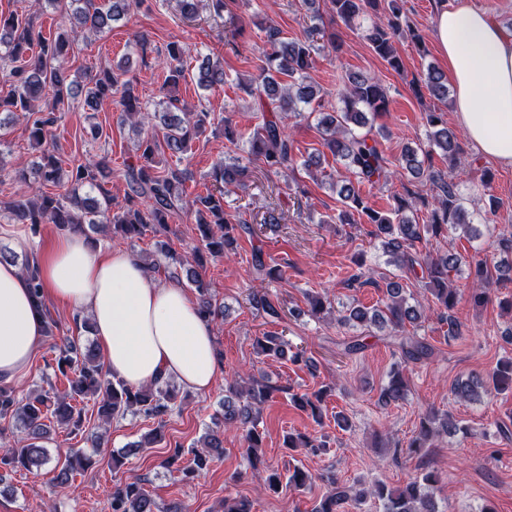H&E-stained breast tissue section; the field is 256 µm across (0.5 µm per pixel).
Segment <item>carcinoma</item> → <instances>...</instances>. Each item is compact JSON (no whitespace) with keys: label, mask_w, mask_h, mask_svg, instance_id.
I'll return each instance as SVG.
<instances>
[{"label":"carcinoma","mask_w":512,"mask_h":512,"mask_svg":"<svg viewBox=\"0 0 512 512\" xmlns=\"http://www.w3.org/2000/svg\"><path fill=\"white\" fill-rule=\"evenodd\" d=\"M60 9L69 29L54 38L44 36L34 23L31 14L15 9L0 10V59L8 62L5 79L10 91L0 96V128H4L21 116L38 114L30 126V137L42 148L39 160L28 166L16 168L14 177L28 185H36L31 194H23L9 205L11 220L28 224L38 233L43 224H58L73 230L84 225L96 228L112 225V233L123 239H134L148 232H168L169 218L192 206L198 213L199 245L188 256L169 253L168 243L160 244V251L178 264L171 271L174 278L185 277L197 292L196 305L199 314L210 322L223 317V310L213 303L208 284L200 269L212 258L224 255L227 246L233 244L232 234L236 225L244 223L224 209V195L247 187L252 176L249 163L260 162L275 176L288 180L297 168L307 172L321 167L325 153L318 150L303 154L294 145L288 133L287 121L305 118V108L317 103V128L321 134V146L330 152L335 162H340L350 176L336 180V194L343 209L337 219L341 224H356L358 218L375 226V236L383 239L387 264L401 271L415 274L418 287L429 294L432 302L443 309L441 321L448 325L446 337L461 336L460 326L451 311L458 300V291L448 285L450 272L459 271L462 256L444 253L437 257L422 253L419 244L430 237L462 230L470 237L480 235L473 225L469 211L463 204L458 184L448 173L434 167L437 156L454 169L461 146L457 132L448 126L443 113H426V144L405 147L396 159V166L410 182L425 188V192L406 191L394 198L391 209H375L363 196L360 186L375 185L387 178L388 159L380 140L386 130L375 128L374 118L389 111L390 99L381 81L369 74L347 72L339 105L328 108L322 103L320 86L313 82L309 71L315 64V47L312 37L326 39L334 51L341 49L336 32L330 33L313 25L309 38L288 40L275 24L258 27L255 37L263 43L258 57V74L240 88L256 99L261 121L252 132L241 131L232 113L224 116V139L237 147L247 144L248 162L227 155L217 162L208 174L211 188L204 195L189 199L186 193V171L164 164V156L181 155L190 148L193 140L207 130L209 113L201 108L192 110L181 107L177 95L179 84L186 79L183 57L187 49L180 43L169 44L165 52L166 76L162 89L167 91L159 102L162 110L148 112L140 102L133 85L119 82L120 74L129 72V65L121 64L118 70L104 71L93 76L86 87L69 79L65 60L78 36L102 32L112 24L125 19L142 0H112L106 10L94 6L93 0H46ZM310 18L318 19L321 8L332 12L349 26L361 17H375L365 30V39L374 53L391 70L400 73L404 69L402 57L395 46L402 35L410 38L420 51H425L422 36L409 22L403 21L402 0H303ZM196 84L203 90H219L224 87V64L206 55L198 60ZM421 83L429 95L441 102L448 101V75L434 65L425 69ZM122 90L120 104L122 121L137 128L136 162L125 165L124 179L127 185L122 203L113 204L112 196L104 190L99 178L110 172L105 157L90 159L66 170L55 155V149L47 141L48 128L57 120L56 112L65 99L85 93L84 104L95 109L100 101ZM71 185L68 192L56 194L43 187ZM426 211V220L418 221V213ZM467 276L473 279L472 298L481 302L492 284L496 283L492 271H512V262L503 259L491 261L476 253L467 261ZM350 284H370L383 288L381 307L353 305L336 318L342 327H358L362 330L377 328L388 330L397 339L404 362L417 363L433 354V346L421 336H402L406 324L415 327L425 318V304L407 291L403 285L385 274L375 275L357 268L349 277ZM251 302L256 309L272 318H280V311L267 296L254 294ZM259 354L272 359L290 357L294 364L309 370L316 368L314 361L305 356V350L291 351L285 336L268 331L256 337ZM58 354L54 359L53 372L65 381L63 390L29 393L20 398L14 388L0 386V419L9 418L20 423L25 430L24 441L14 444L0 455V466L22 468L38 472L49 463L43 442L50 436V423L75 432L83 425L82 409L78 402L87 398L98 401L100 426L108 428L112 421L125 416L142 415L164 420L176 404L178 392L169 378L157 379L139 388H131L120 380H114L104 368L103 356L94 344L78 345L64 339L55 346ZM497 391L512 390V358L497 364L491 375L484 378L470 375L459 379L451 388L453 396L461 402H476L487 387ZM291 388L273 380L269 375L256 377L237 373L225 379L222 426L206 433L199 440L204 451H195L185 460L184 449L173 448L163 466L175 470L182 479L191 480L206 469L214 459L224 454V430L236 428L242 431L243 456L253 469L261 465L259 451L263 448V432L258 429L261 413L266 403L279 393L290 394ZM408 380L402 368L395 367L381 388L379 400L388 406L404 399ZM330 388L323 387L310 395L291 394V399L301 410L310 412L314 421L322 422V403ZM459 430L457 421L448 413H433L420 421L419 432L409 444L416 453L424 447L433 432L452 434ZM285 448H306L313 454L326 450V442L307 434H289ZM92 465V459L79 449H71L60 467L53 468L52 480L64 488L73 480L75 473ZM438 482V474L426 469L404 487L390 489L377 484L370 489H355L331 481V489L313 507L312 512H345L351 502L361 503L372 497L384 506L385 512H438L430 488ZM109 512H157L155 501L145 492L142 483L135 480L116 486L108 506Z\"/></svg>","instance_id":"obj_1"}]
</instances>
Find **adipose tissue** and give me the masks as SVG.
Returning a JSON list of instances; mask_svg holds the SVG:
<instances>
[{"label":"adipose tissue","instance_id":"adipose-tissue-1","mask_svg":"<svg viewBox=\"0 0 512 512\" xmlns=\"http://www.w3.org/2000/svg\"><path fill=\"white\" fill-rule=\"evenodd\" d=\"M435 39L469 141L512 165V32L461 4L439 11ZM4 234L15 250L36 252L44 299L89 317L113 378L138 387L171 377L205 394L223 375L212 324L180 283L158 277L136 253L93 249L76 231L38 249L24 232ZM36 295L18 265L0 262V382L23 377L42 345L46 322Z\"/></svg>","mask_w":512,"mask_h":512}]
</instances>
